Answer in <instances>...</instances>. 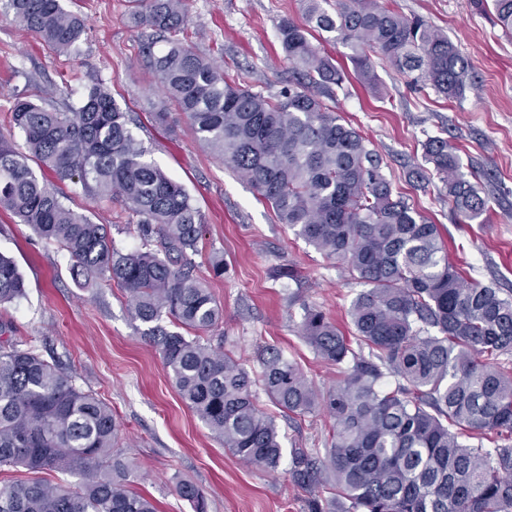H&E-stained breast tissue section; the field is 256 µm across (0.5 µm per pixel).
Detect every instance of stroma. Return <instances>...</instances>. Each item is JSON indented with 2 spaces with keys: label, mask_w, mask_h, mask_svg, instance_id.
Masks as SVG:
<instances>
[{
  "label": "stroma",
  "mask_w": 512,
  "mask_h": 512,
  "mask_svg": "<svg viewBox=\"0 0 512 512\" xmlns=\"http://www.w3.org/2000/svg\"><path fill=\"white\" fill-rule=\"evenodd\" d=\"M80 13L87 31L75 55L49 50L34 34L0 13V137L22 144L11 122L16 96L45 99L58 109L78 105L95 83L106 82L121 108L133 112L131 131L148 158L181 183L204 222L198 276L224 309L209 332L248 363L274 348L297 360L318 388L342 380L348 364L316 358L300 334L304 309H321L344 333L362 286L344 266L317 252L279 224L271 208L200 145L186 116L170 109L171 132L151 114L163 90L140 52L151 34L132 15L131 0H62ZM393 8L441 28L466 57L474 84L463 100L448 102L411 76L376 61L378 87L357 75L339 44L315 36L346 75L334 105L379 157L394 191L438 224L451 261L468 280L512 295V36L497 25L490 5L478 0H392ZM181 40L223 65L228 78L273 93L292 74L277 37L282 17L302 20L301 0H190ZM455 141L464 168L488 173L491 210L486 222L464 220L448 205L443 184L429 178L422 144L430 137ZM66 203L111 227L116 248L139 239L125 233L133 217L119 205L96 203L80 186L66 184ZM224 256V275L210 273L212 251ZM0 252L12 256L27 293L9 307L18 335L31 336L44 354L58 357L75 382L113 409L117 451L136 468L132 488L152 498L159 512H192L176 490L187 480L204 490L209 512H308L310 491L295 483L290 460L269 472L234 456L179 398L157 349L129 312L125 290L106 281L87 288L76 280L67 254L0 212ZM284 448L324 453L331 422L323 414L280 421Z\"/></svg>",
  "instance_id": "35a3bbf8"
}]
</instances>
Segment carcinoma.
Segmentation results:
<instances>
[{
	"instance_id": "cac0c4a2",
	"label": "carcinoma",
	"mask_w": 512,
	"mask_h": 512,
	"mask_svg": "<svg viewBox=\"0 0 512 512\" xmlns=\"http://www.w3.org/2000/svg\"><path fill=\"white\" fill-rule=\"evenodd\" d=\"M13 19L59 54L77 51L85 19L61 0H4ZM304 22L284 17L278 39L306 82L266 94L229 80L222 68L173 37L187 23L186 0H133L138 23L165 38L143 45L167 102L183 112L197 141L244 177L278 221L364 286L352 301L348 339L314 307L301 336L331 364L352 362L346 378L319 390L302 367L274 349L260 370L222 346L201 342L224 310L193 273L202 217L184 187L145 159L129 117L102 83L62 112L17 97L11 121L24 150L0 138V211L68 254L87 284L115 282L130 295L142 335L156 346L174 388L241 461L268 471L283 458L281 431L257 390L283 413L323 412L332 421L321 460L292 449V475L305 487L329 470L346 501L342 512H512V297L467 282L448 258L438 225L393 191L380 162L335 107L343 72L310 40L325 32L350 51L360 78L378 84L372 55L414 75L448 99L471 89L467 60L448 34L379 0H303ZM512 33V0H491ZM423 156L468 221L486 214L482 174L466 172L457 147L435 136ZM117 203L137 217L126 230L142 248L117 249L106 224L67 207L61 185ZM26 295L15 261L0 254V309ZM197 333L192 339L182 331ZM399 378L380 387L384 371ZM495 439V448L482 439ZM117 422L102 399L0 321V467L76 476L0 486V512H158L129 489L132 469L114 451ZM193 512L205 493L180 481Z\"/></svg>"
}]
</instances>
